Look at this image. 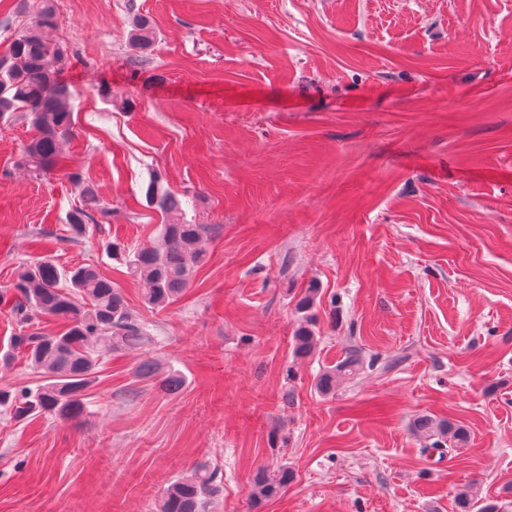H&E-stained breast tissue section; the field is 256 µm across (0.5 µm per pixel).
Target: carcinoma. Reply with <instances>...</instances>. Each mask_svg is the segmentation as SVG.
<instances>
[{"instance_id":"1","label":"carcinoma","mask_w":512,"mask_h":512,"mask_svg":"<svg viewBox=\"0 0 512 512\" xmlns=\"http://www.w3.org/2000/svg\"><path fill=\"white\" fill-rule=\"evenodd\" d=\"M54 26L51 0H40L37 11L0 62V122L8 121L16 112L24 113L36 135L25 148L22 165L36 176L58 164L62 144L72 132V94L60 79L63 68L55 65L59 46L44 38V30ZM156 38L151 18H137L130 33L132 44L147 53ZM76 184L82 201L68 218L72 242L99 225L95 213H107L90 184L79 179ZM147 196L151 208L164 219L159 225L160 241L135 247L109 241L106 252L128 274L146 284L145 305L162 309L182 294L195 268L206 261L211 227L187 223L181 200L157 181L150 183ZM317 293L315 288L306 289L296 304L303 320L293 336L297 357L310 355L318 342L313 312ZM1 300L11 304L19 325V332L11 340L12 349L44 375V383L34 390L0 389V411L14 420L42 413L65 419L82 416L84 396L96 381L104 354L142 348L151 341L146 325L129 308L121 288L91 265L64 270L53 259L40 257L20 268L12 293L1 291ZM42 316L64 322L65 331H41L38 325ZM360 368L358 353H347L336 366L320 374L318 391H336V386L353 378ZM133 373L164 395L176 394L184 387L180 372L165 370L150 359L138 364ZM414 431L429 441L432 449L454 451L468 439L463 426L427 416L415 420ZM218 478L215 469L205 465L193 468L166 489L156 512H207L219 492ZM293 479L294 473L286 464L261 468L252 478L250 498L255 503L273 499L284 493ZM457 506L459 512H501L498 501L481 497L475 482L459 490Z\"/></svg>"}]
</instances>
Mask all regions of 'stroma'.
I'll return each mask as SVG.
<instances>
[{
	"instance_id": "obj_1",
	"label": "stroma",
	"mask_w": 512,
	"mask_h": 512,
	"mask_svg": "<svg viewBox=\"0 0 512 512\" xmlns=\"http://www.w3.org/2000/svg\"><path fill=\"white\" fill-rule=\"evenodd\" d=\"M54 5L72 135L36 177L27 120L0 124V289L42 256L95 265L186 384L136 381L132 349L101 362L83 419L0 414V512H155L200 464L224 474L209 512H459L472 481L512 512V0ZM76 173L110 212L74 243ZM156 176L212 227L160 311L103 247L157 238ZM309 288L319 341L297 358ZM351 349L359 373L319 393ZM422 415L467 446L427 449ZM284 463L293 483L252 503ZM156 38L157 33L151 18L149 16L137 18L130 33L132 44L142 53H147L151 50ZM294 473L286 464L275 468H260L252 478L250 498L259 503L284 493L293 481Z\"/></svg>"
}]
</instances>
